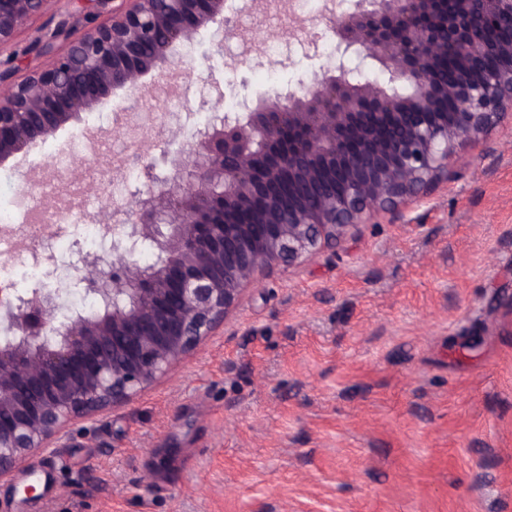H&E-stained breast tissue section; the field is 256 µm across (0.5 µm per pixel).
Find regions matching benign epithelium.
Here are the masks:
<instances>
[{"instance_id": "1", "label": "benign epithelium", "mask_w": 512, "mask_h": 512, "mask_svg": "<svg viewBox=\"0 0 512 512\" xmlns=\"http://www.w3.org/2000/svg\"><path fill=\"white\" fill-rule=\"evenodd\" d=\"M50 0H0V50ZM61 52L21 80L0 71V164L27 156L140 79L181 73L201 30L237 33L226 0H94ZM334 74L303 94L215 112L136 207L112 203V249L142 240L152 267L87 262L105 307L58 319L68 289L11 297L0 286V483L77 421H93L166 376L238 306L263 271L291 264L448 176L457 149L512 109V0H351L330 13ZM381 63L408 92L356 81L348 56ZM450 62L451 71L441 66ZM288 175V189L282 177Z\"/></svg>"}]
</instances>
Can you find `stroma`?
I'll return each mask as SVG.
<instances>
[{"instance_id":"1","label":"stroma","mask_w":512,"mask_h":512,"mask_svg":"<svg viewBox=\"0 0 512 512\" xmlns=\"http://www.w3.org/2000/svg\"><path fill=\"white\" fill-rule=\"evenodd\" d=\"M89 14V0H50L0 67L22 79L45 61L38 33L68 18L69 38L79 37ZM293 19L330 40L316 4L242 17L219 56L200 32L182 50L190 78L179 123L140 135L175 104L145 77L139 105L116 92L22 168L0 165V212L22 219L19 182L51 180L60 155L82 188L78 206L101 215L112 195L90 173L109 155L81 150L88 131L108 132L131 192L161 166L162 149L192 142L208 118L201 96L220 90L219 111L239 113L328 75L334 55L323 49L291 46L287 68L255 64L285 44ZM66 235L53 278L0 258L16 294L50 290L55 278L81 302L86 253L103 269L116 254L80 223ZM33 480L38 496L22 498ZM0 512H512V110L461 148L427 195L265 271L169 375L73 425L1 483Z\"/></svg>"}]
</instances>
